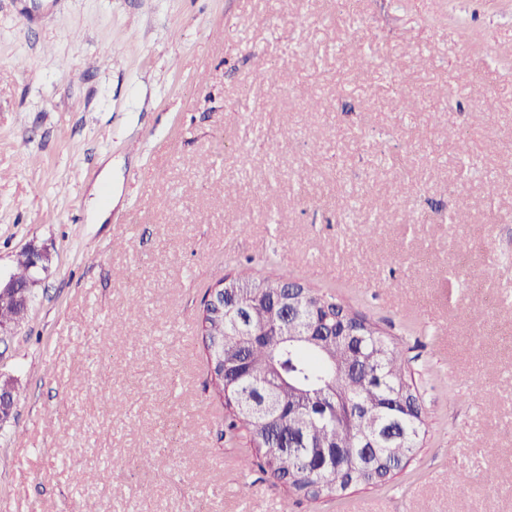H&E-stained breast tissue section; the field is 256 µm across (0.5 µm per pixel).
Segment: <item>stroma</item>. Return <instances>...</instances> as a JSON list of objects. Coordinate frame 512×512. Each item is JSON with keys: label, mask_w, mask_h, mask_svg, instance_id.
Returning a JSON list of instances; mask_svg holds the SVG:
<instances>
[{"label": "stroma", "mask_w": 512, "mask_h": 512, "mask_svg": "<svg viewBox=\"0 0 512 512\" xmlns=\"http://www.w3.org/2000/svg\"><path fill=\"white\" fill-rule=\"evenodd\" d=\"M499 44L512 0H0V277L52 255L0 344V512H512ZM242 269L400 344L428 435L393 479L306 501L242 466L197 335ZM23 253L34 272L38 273L47 269L45 263L48 260V253L44 247L30 244L25 248ZM28 261L17 259L15 273L12 274V277L20 284L33 285L35 283V275Z\"/></svg>", "instance_id": "35a3bbf8"}]
</instances>
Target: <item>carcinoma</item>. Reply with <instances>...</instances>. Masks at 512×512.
<instances>
[{"mask_svg": "<svg viewBox=\"0 0 512 512\" xmlns=\"http://www.w3.org/2000/svg\"><path fill=\"white\" fill-rule=\"evenodd\" d=\"M12 277L35 283L26 260H17ZM230 283L223 313L204 302L198 322L210 382L224 405L223 436L246 432L258 466L287 492L314 501L382 482L416 455L426 423L398 343L332 290L312 285L311 316L339 327L345 321L358 335L299 343L285 280L242 271Z\"/></svg>", "mask_w": 512, "mask_h": 512, "instance_id": "cac0c4a2", "label": "carcinoma"}]
</instances>
